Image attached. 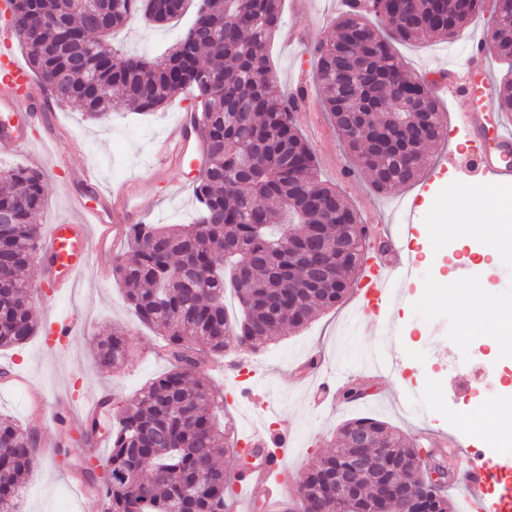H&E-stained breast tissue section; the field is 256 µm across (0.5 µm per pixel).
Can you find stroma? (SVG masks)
Masks as SVG:
<instances>
[{"label": "stroma", "mask_w": 512, "mask_h": 512, "mask_svg": "<svg viewBox=\"0 0 512 512\" xmlns=\"http://www.w3.org/2000/svg\"><path fill=\"white\" fill-rule=\"evenodd\" d=\"M342 10L340 0H313L311 10L300 13L293 0H283L285 25L303 31L305 38L291 48L278 37L270 44V66L282 85L311 83L315 70L313 49ZM492 20L493 12L487 7L451 40L398 43L393 50L410 72L432 80L437 73L461 67L471 38L485 36ZM187 23L184 17L163 27L135 21L113 36L112 45L128 54L152 58L172 46ZM179 109L180 103L175 100L165 111L149 117L124 110L104 122L88 119L79 107H65L56 112L64 130L60 139L34 142L5 158L4 163L32 166L51 155H66L96 170L104 191L131 176H143L140 206L150 213L152 222L185 224L193 220L198 206L191 189L193 168L165 171L166 180L185 185L181 195L166 202L159 199V185L146 178L150 147L161 136L165 121L173 119ZM296 119L315 154L321 178L341 189L364 223H382L385 217L394 216V200L421 193L427 203L418 209V222L421 229H428L431 218L446 213L439 204L440 197L465 182V174L454 158L436 172L426 191L412 185L378 195L364 177L350 174L353 160L316 93H309ZM405 246L414 261L421 264L413 281L388 310L362 311L360 325L353 332L338 331L347 314L360 303L352 291L343 302L322 311L307 326L286 329L278 339L258 350L230 351L206 358L202 371L223 393L224 421L238 438H246L258 429L268 436L281 430L292 433L294 446L288 456V477L293 484H301L312 461L330 450L340 425L362 414L387 422L397 433L418 441L425 452L432 451L433 446L420 439L423 430L466 448L488 449L498 439L499 426L508 411L494 398L498 377L483 371L491 360V337L484 329L469 327L461 306L440 301L437 292L447 279L466 278L484 286L498 307H505L512 298V262L499 264L491 271L475 268L467 262V252L462 249L456 264L441 267L425 260L424 252L434 249V241L419 247L410 235ZM52 309L71 315L76 324L75 335L54 350L47 349L38 335L22 346L2 348L0 367L13 368L47 393L69 392L77 402L111 396L112 408L102 415L106 424L114 410L132 403L146 383L168 369L167 360L157 352L159 337L127 309L115 279L102 284L87 274L71 295L52 299L39 294L34 307L38 324H46ZM387 316L396 323L392 337L383 331ZM112 325L124 331L134 355L119 368L105 371L94 360L95 337L103 327ZM374 349L385 351L393 360L397 379L374 375L365 367L363 356ZM312 354L322 356L324 373H340L344 380V392L338 393L331 405L314 406L291 374L292 367ZM232 363L237 371L231 376L227 367ZM477 382L483 384L485 396L474 402L469 388ZM352 387L361 388L362 399H348L345 391ZM49 428L60 436L62 445L38 448L32 461V477L22 493L20 512H97L100 497L84 496L76 486L83 473L82 461L92 451L82 436L83 422L68 418L51 422Z\"/></svg>", "instance_id": "1"}]
</instances>
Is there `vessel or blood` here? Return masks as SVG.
Masks as SVG:
<instances>
[{"mask_svg": "<svg viewBox=\"0 0 512 512\" xmlns=\"http://www.w3.org/2000/svg\"><path fill=\"white\" fill-rule=\"evenodd\" d=\"M14 38L13 31L0 30V153L20 150L33 131L50 140L57 135L49 117L50 104L13 52ZM483 51L481 38L472 39L467 51L468 68L450 71L448 77L455 83L458 95L478 101L469 117V136L478 145L470 158L475 173L483 179L492 176L509 183L512 182V130L504 127L495 111L497 86L484 64ZM152 156L153 164L148 171L152 178L184 162L202 165L203 142L190 111L180 112L166 126L152 148ZM52 166L70 173L74 187L69 191V202L80 215L74 224L49 225L42 247L50 286L60 294L92 263L98 266L99 280H106L108 264L125 240L126 225L144 219L139 207L142 180L127 179L117 190L102 195L99 206L88 207L83 203V195L96 191L95 171L64 157L56 158ZM388 246L392 254L390 261L374 256L365 260L358 284L364 302L387 303L395 288L406 287L411 279L414 267L411 254L403 250L399 240H389ZM75 329L68 315L51 317L43 343L49 348L56 347L61 339L73 336ZM334 386L333 379L319 376L316 367H309L305 377L308 395L327 399ZM270 441L279 448V455L248 476L236 479L234 512H252L259 501L264 502L267 512H281L289 495L285 451L292 447L293 441L287 431L272 435ZM453 459L465 484L466 499L477 512H512L511 488L496 494L490 491L489 474L496 467L494 461L478 459L468 451L454 452Z\"/></svg>", "mask_w": 512, "mask_h": 512, "instance_id": "1", "label": "vessel or blood"}]
</instances>
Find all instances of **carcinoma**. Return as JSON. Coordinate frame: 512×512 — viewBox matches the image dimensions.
I'll return each mask as SVG.
<instances>
[{
	"label": "carcinoma",
	"instance_id": "1",
	"mask_svg": "<svg viewBox=\"0 0 512 512\" xmlns=\"http://www.w3.org/2000/svg\"><path fill=\"white\" fill-rule=\"evenodd\" d=\"M66 27L34 34L26 48L29 72L55 106L78 105L90 119H109L127 107L151 114L190 89L205 136L206 167L193 182L201 209L191 224H131L127 251L112 267L125 299L143 325L163 337L171 368L141 389L137 401L107 428L109 453L100 460L103 512H226L229 473L218 463L231 436L216 421L210 382L199 372L193 346L210 354L254 349L284 326L300 328L345 299L337 285L351 280L364 255L365 225L334 185L319 179L308 142L292 118L280 85L270 76L268 47L281 24V0H198L175 45L155 60L103 52V27L118 32L151 13L166 25L183 15L172 0H37ZM485 0H364L347 8L316 47L315 81L357 171L379 195L416 181L429 165L431 145L447 137L440 101L424 76L409 72L395 42L451 39ZM500 21L486 35L488 52L512 64V0H495ZM384 19L376 37L368 16ZM224 85L219 95L215 84ZM382 103L379 126L361 123L362 102ZM499 107L512 112V77L499 85ZM403 113L393 130L395 113ZM260 149L261 164L249 157ZM0 348L18 347L37 332L25 271L38 258L43 236L44 176L35 168L0 167ZM347 243L344 259L319 276L313 247ZM238 312L227 317L224 298ZM130 352L114 328L97 344L100 367L112 369ZM372 436L381 451L377 470L394 461L406 486L419 489L427 461L384 421L363 416L340 428L336 448L308 470L299 486L302 512H336L316 504L312 484L336 471L352 453L350 435ZM36 448L27 431L0 415V512H18Z\"/></svg>",
	"mask_w": 512,
	"mask_h": 512
}]
</instances>
